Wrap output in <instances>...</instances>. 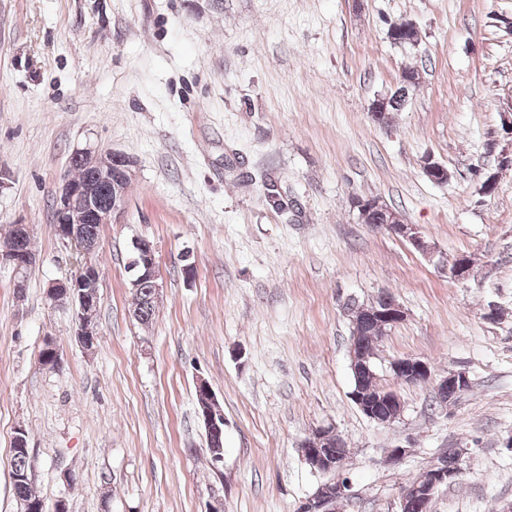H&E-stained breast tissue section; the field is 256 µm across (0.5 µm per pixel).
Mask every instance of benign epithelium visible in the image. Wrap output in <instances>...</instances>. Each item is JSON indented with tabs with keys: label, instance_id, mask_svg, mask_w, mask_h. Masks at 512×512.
Here are the masks:
<instances>
[{
	"label": "benign epithelium",
	"instance_id": "obj_1",
	"mask_svg": "<svg viewBox=\"0 0 512 512\" xmlns=\"http://www.w3.org/2000/svg\"><path fill=\"white\" fill-rule=\"evenodd\" d=\"M410 90V81L401 77L400 85L391 93L379 96L371 103V118L378 121L379 110L389 104L405 103ZM73 156L82 161L94 173V179L75 181L64 177L61 193L55 204L56 232L68 246L78 245L81 226L84 224H114L124 212L127 188L132 176L133 162L126 155L112 150L102 151L93 148H77ZM423 172L435 184L448 181V169L431 158L425 160ZM361 207L383 213L385 220L381 227L391 234L408 240L418 251L429 254L431 247L419 235L413 224L404 223L399 215L378 198H369ZM30 238V225H14L13 236L0 242V263L13 267L18 279H23L26 271L35 264V253L20 246ZM136 254V268L140 278L153 282L154 288H162L156 248L146 239L133 242ZM91 250H85L82 266L76 276L66 282H53L47 289L51 301L59 306L72 305L78 320L77 336L80 344L88 349L95 340L87 336L96 334L94 319L85 305L84 289L99 288L97 269L90 260ZM369 313L378 324L380 336H385L393 327L404 321L406 313L392 297H382V303H374ZM353 336L349 344V365L354 371L374 367V353L364 347L358 326L352 327ZM390 370L396 380L411 385L432 383L437 398L444 404L460 395L470 385V378L463 370H451L445 375L434 377L430 365L418 358H397L390 362ZM376 394L357 387L351 392V399L367 418L382 425H391L400 419L403 401L395 390H387L382 398L389 405L387 417L373 416ZM200 416L207 430L224 429V415L208 407L202 408ZM341 441V436L331 427H317L300 443L302 456L309 467L320 474H331L333 478L321 484L317 492L308 498L299 512H337V505L348 497L349 484L343 477L346 462L330 451V444ZM463 473L461 466L448 471L439 465L431 466L422 482L402 487L399 497V512H429V504L435 491L442 485L456 480Z\"/></svg>",
	"mask_w": 512,
	"mask_h": 512
}]
</instances>
